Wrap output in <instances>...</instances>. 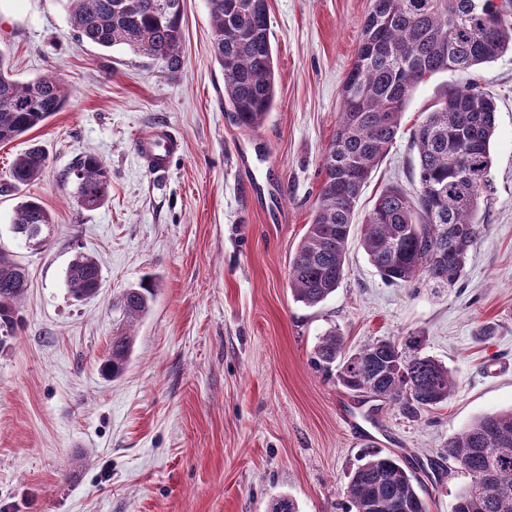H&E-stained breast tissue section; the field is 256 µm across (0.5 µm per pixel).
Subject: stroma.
Returning a JSON list of instances; mask_svg holds the SVG:
<instances>
[{
  "label": "stroma",
  "instance_id": "obj_1",
  "mask_svg": "<svg viewBox=\"0 0 512 512\" xmlns=\"http://www.w3.org/2000/svg\"><path fill=\"white\" fill-rule=\"evenodd\" d=\"M276 101L262 127L224 112L206 0H184V66L175 73L116 46L79 43L60 0H0V44L16 80L55 73L63 111L0 145V250L29 272L13 332L0 329V512H269L287 495L299 512H343L365 445L417 470L428 512H451L464 475L438 451L476 418L512 408V54L471 72L437 73L412 91L396 140L354 221L398 185L415 192L412 135L448 88L475 80L494 96L492 191L479 210L462 287L386 284L351 240L335 294L308 308L288 264L312 219L319 163L336 129L341 88L369 0H269ZM168 125L180 149L151 174L137 138ZM49 156L30 186L51 213L43 244L16 237L14 158ZM91 152L111 185L78 207L59 172ZM95 257L102 287L71 298L76 254ZM150 279L119 378L101 364L126 288ZM493 332L480 338V326ZM348 346L416 334L448 366V402L410 420L324 378L313 349L329 329Z\"/></svg>",
  "mask_w": 512,
  "mask_h": 512
}]
</instances>
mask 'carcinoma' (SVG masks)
<instances>
[{
  "label": "carcinoma",
  "instance_id": "obj_1",
  "mask_svg": "<svg viewBox=\"0 0 512 512\" xmlns=\"http://www.w3.org/2000/svg\"><path fill=\"white\" fill-rule=\"evenodd\" d=\"M81 42L101 48L125 46L169 72L184 65L183 0H62ZM212 48L224 73V99L238 125L254 129L272 111L276 96L269 10L265 0H207ZM512 0H369L351 69L341 90L336 130L323 155L322 182L311 224L288 265L295 301L315 307L339 287L345 271L353 217L364 187L388 154L401 127L410 92L442 71H470L512 52ZM0 48V143L11 142L61 111L68 95L60 79H12ZM495 104L471 85L452 87L415 129V196L392 185L376 198L361 225L360 245L390 284L451 288L479 229L475 214L491 192L490 144ZM48 155L32 146L9 170L15 189L40 180ZM75 184L84 209L102 205L110 171L95 154L76 157L60 173ZM52 218L39 199L17 205L13 232L45 226ZM101 268L77 254L65 283L75 299L96 296ZM27 288L26 269L0 251V328L18 325V304ZM154 288L142 281L117 302L124 331L112 337L101 371L120 376L128 362L131 328L150 308ZM424 337L374 339L355 350L329 330L314 348L311 364L358 397L379 398L416 419L448 401L455 381L448 367L423 353ZM442 459L467 475L452 512H512V408L481 416L448 440ZM345 512H427L415 472L380 449L371 450L349 474Z\"/></svg>",
  "mask_w": 512,
  "mask_h": 512
}]
</instances>
